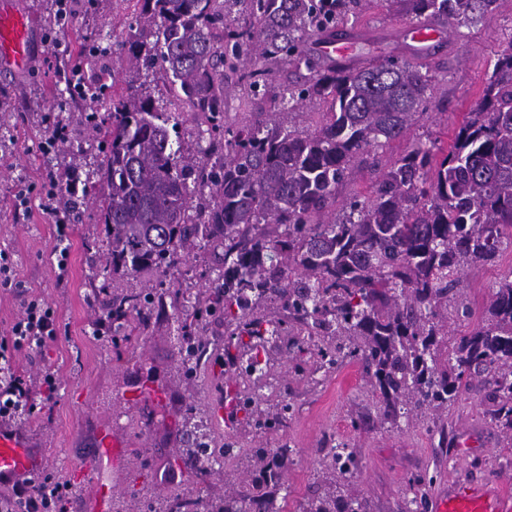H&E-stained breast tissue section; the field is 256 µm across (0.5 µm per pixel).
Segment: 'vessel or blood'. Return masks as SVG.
Listing matches in <instances>:
<instances>
[{"label":"vessel or blood","mask_w":512,"mask_h":512,"mask_svg":"<svg viewBox=\"0 0 512 512\" xmlns=\"http://www.w3.org/2000/svg\"><path fill=\"white\" fill-rule=\"evenodd\" d=\"M32 23L20 11H0V59L18 71L30 65ZM166 392L147 381L130 391L133 404H162ZM129 460V443L124 427L103 422L96 431L92 448L87 449L76 469L87 480V489L76 512H112L117 489L114 476L124 473ZM43 459L23 429L0 426V487L42 469ZM434 512H512V492L492 480L463 481L443 486L436 494Z\"/></svg>","instance_id":"1"}]
</instances>
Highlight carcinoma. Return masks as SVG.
I'll return each instance as SVG.
<instances>
[{
	"mask_svg": "<svg viewBox=\"0 0 512 512\" xmlns=\"http://www.w3.org/2000/svg\"><path fill=\"white\" fill-rule=\"evenodd\" d=\"M405 2L408 15L474 23L497 0ZM137 36L122 42L131 65L167 77L174 103L205 126V156L184 149L179 114L161 112L143 94L112 102L94 122L100 140L99 223L110 248L95 278L143 268L167 277L194 242L224 245V272L194 299L185 320L224 319L233 336L224 363L267 376L260 347L288 335L295 322L320 337L316 369L329 373L360 361L393 426L413 409L438 417L470 379L493 374L492 419L512 432V272L498 282L480 320L448 344V304L472 315L460 294L464 273L495 262L512 245V39L497 52L481 98L464 115L450 149L420 142L380 164L381 141L404 138L425 114L433 77L408 60L349 66L307 49L357 14L361 0H137ZM253 22L229 20L235 6ZM305 69L285 85L277 111L236 126L224 122V69L238 74L241 102L269 93L274 72ZM328 111L306 123L308 104ZM354 167L372 175L371 194L340 198ZM281 302L282 315L259 306ZM150 293L115 297L104 317L130 336L144 328ZM290 448H256L264 484L224 498V512H268L284 486ZM324 462L345 476L351 452ZM166 512H200L177 497ZM303 512H368L331 484Z\"/></svg>",
	"mask_w": 512,
	"mask_h": 512,
	"instance_id": "carcinoma-1",
	"label": "carcinoma"
}]
</instances>
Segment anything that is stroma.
Instances as JSON below:
<instances>
[{"label":"stroma","mask_w":512,"mask_h":512,"mask_svg":"<svg viewBox=\"0 0 512 512\" xmlns=\"http://www.w3.org/2000/svg\"><path fill=\"white\" fill-rule=\"evenodd\" d=\"M8 2L32 16L34 63L22 73L0 63V249L14 259V282L0 288V329L8 328L34 296L57 312L54 338L15 358L20 373L49 371L57 379L53 400L36 398L34 413L21 422L44 455L43 475L71 483L73 494H80L71 471L99 422L117 415L129 435L131 457L116 495V512H142L148 501L172 496L199 497L206 512H220L225 478L262 482L261 472L239 463L215 465L205 474L186 464L185 450L193 442L197 421L204 422L218 448H292L284 512H302L322 491L324 451L342 444L353 449L358 462L355 475L344 481L345 490L365 498L369 512H407L410 482L419 476L432 477L436 490L464 477H491L512 487V432L492 421L488 388L480 381L473 382L440 420L413 417L394 428L382 420L360 364L349 363L327 374L317 371V348L308 342L300 374L285 341H273L265 346L269 374L254 387L259 398L254 415L240 410L233 422L221 419L216 408L226 393L246 384L239 367L224 365V322L215 319L185 330L170 294L177 291L190 300L207 289L224 268L222 247L208 244L187 250L166 283H159L157 273L147 268L114 276L111 288L102 291L93 273L107 251V240L96 205L86 195H64L60 205L69 211L71 222L69 264L66 280L58 281L53 220L36 207L26 216L15 215L18 190L39 194L41 177L49 169L75 166L81 176L94 178L99 144L85 118L94 112L106 115L113 96L126 94L128 86H138L159 107L168 106L171 97L161 72L133 71L117 48L135 20L136 0H74V20L57 34L51 31L56 0ZM405 24L402 14L388 9L384 0H368L357 22L344 30L355 40L358 53L404 58L434 77L429 120L380 148L377 155L384 161L429 137L451 144L463 115L482 95L497 50L512 40V0H499L495 10L471 25L448 22L446 35L423 54L404 36ZM51 33L56 36L52 43L47 40ZM76 61L82 62L93 84L113 85V94L72 96L62 72ZM53 120L68 126L69 137L48 147L44 140ZM511 272L512 247L506 245L494 265L465 273L461 290L473 312H481L493 286ZM147 291L153 292L155 303L143 333L117 348L111 337L95 335L106 296ZM187 332L208 350L189 378L181 371L179 357ZM144 379L165 385L167 401L157 410L128 412L123 393ZM464 440L471 441V448H461Z\"/></svg>","instance_id":"1"}]
</instances>
